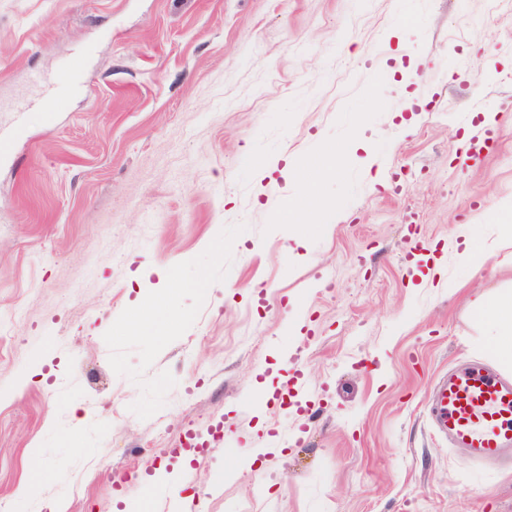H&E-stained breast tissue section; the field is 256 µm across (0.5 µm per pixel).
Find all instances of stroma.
<instances>
[{
	"label": "stroma",
	"instance_id": "35a3bbf8",
	"mask_svg": "<svg viewBox=\"0 0 512 512\" xmlns=\"http://www.w3.org/2000/svg\"><path fill=\"white\" fill-rule=\"evenodd\" d=\"M80 57L0 156V503L162 512L168 474L199 512H512V460L427 416L448 367L500 368L468 296L512 290V246L456 247L512 222V5L0 0V124ZM77 79V66L72 65H64L49 74L35 75L32 82L38 89L37 95L15 101L11 112L20 115L36 106H41L44 112L65 111ZM223 427V421H216L211 424L204 433H198L195 431L188 432L184 441H180L173 445L172 448H169V454L173 457L183 456L185 452H192L193 455L204 454L209 450L211 442L208 437L211 436L212 440H214L218 434L221 433Z\"/></svg>",
	"mask_w": 512,
	"mask_h": 512
}]
</instances>
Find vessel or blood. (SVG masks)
Segmentation results:
<instances>
[{
    "instance_id": "b4317fda",
    "label": "vessel or blood",
    "mask_w": 512,
    "mask_h": 512,
    "mask_svg": "<svg viewBox=\"0 0 512 512\" xmlns=\"http://www.w3.org/2000/svg\"><path fill=\"white\" fill-rule=\"evenodd\" d=\"M77 79L78 71L72 65L33 76L37 95L15 101L13 113L37 106L47 112L65 111ZM430 411L438 431L453 445L468 449L475 459L489 461L512 451V379L479 364L454 370L437 384ZM223 427L218 421L206 432H188L184 441L170 448V455L206 453L211 438Z\"/></svg>"
}]
</instances>
